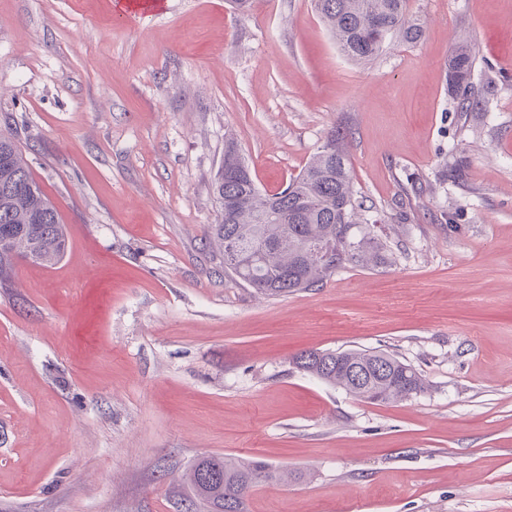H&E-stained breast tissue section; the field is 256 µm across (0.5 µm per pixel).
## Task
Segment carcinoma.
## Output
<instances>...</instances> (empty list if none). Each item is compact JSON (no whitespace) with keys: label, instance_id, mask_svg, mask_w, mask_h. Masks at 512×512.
Wrapping results in <instances>:
<instances>
[{"label":"carcinoma","instance_id":"carcinoma-1","mask_svg":"<svg viewBox=\"0 0 512 512\" xmlns=\"http://www.w3.org/2000/svg\"><path fill=\"white\" fill-rule=\"evenodd\" d=\"M316 10L341 52L368 62L386 42L416 43L423 28L408 15V0H314ZM474 59L468 46L456 48L447 77L462 112L485 106L475 91ZM346 135L334 132L286 188L263 193L232 139L213 188L218 223L208 235L224 254V271L256 293L277 297L323 284L345 263L380 262L374 238L351 230L366 224L363 202L354 190ZM8 228L20 245L36 250L43 265H54L66 250V231L49 197L34 180L14 141L0 134V230ZM303 372L370 403H396L422 392L425 381L411 365L379 351H303L294 358ZM284 471L265 460L208 455L195 461L187 484L209 512H248L245 488L282 480Z\"/></svg>","mask_w":512,"mask_h":512}]
</instances>
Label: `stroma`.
Segmentation results:
<instances>
[{
	"label": "stroma",
	"instance_id": "35a3bbf8",
	"mask_svg": "<svg viewBox=\"0 0 512 512\" xmlns=\"http://www.w3.org/2000/svg\"><path fill=\"white\" fill-rule=\"evenodd\" d=\"M409 7L422 38L358 64L312 0H0V131L68 237L0 288V512H200L211 454L294 472L249 512H512V0ZM335 130L391 260L255 294L205 237L224 139L275 193ZM328 349L426 388L367 403L292 363ZM473 62L472 52L464 44L458 46L448 60L447 77L460 112H471L485 107V99L479 97L471 81Z\"/></svg>",
	"mask_w": 512,
	"mask_h": 512
}]
</instances>
